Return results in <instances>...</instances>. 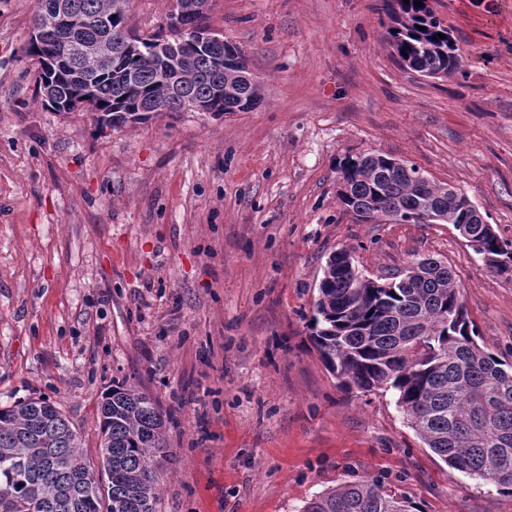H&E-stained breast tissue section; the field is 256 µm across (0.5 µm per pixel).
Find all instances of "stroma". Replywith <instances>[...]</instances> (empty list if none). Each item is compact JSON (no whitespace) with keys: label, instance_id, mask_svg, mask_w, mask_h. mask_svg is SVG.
Here are the masks:
<instances>
[{"label":"stroma","instance_id":"1","mask_svg":"<svg viewBox=\"0 0 512 512\" xmlns=\"http://www.w3.org/2000/svg\"><path fill=\"white\" fill-rule=\"evenodd\" d=\"M429 3L462 54L443 79L399 66L383 0H210L259 106L115 129L43 106L36 0H0V406L57 402L94 461L103 394L146 392L169 419L159 512H301L369 477L421 512H512L427 448L393 392L340 388L309 340L336 250L373 278L433 257L478 343L512 362V278L453 225L364 223L337 195L340 160L386 154L512 239V0ZM171 12L127 4L144 36Z\"/></svg>","mask_w":512,"mask_h":512}]
</instances>
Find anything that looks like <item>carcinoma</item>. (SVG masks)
Listing matches in <instances>:
<instances>
[{
	"label": "carcinoma",
	"instance_id": "carcinoma-1",
	"mask_svg": "<svg viewBox=\"0 0 512 512\" xmlns=\"http://www.w3.org/2000/svg\"><path fill=\"white\" fill-rule=\"evenodd\" d=\"M76 28L50 44L73 61L71 74H91L84 91L96 120L117 127L142 110L193 111L201 103L216 116L260 100L247 67L217 52L197 53L175 32L137 40L115 55L112 69L70 52L73 44L127 40V0H67ZM387 33L402 68L427 78L461 65L448 28L428 5L414 0L388 7ZM444 37H438V34ZM181 44L180 50L171 46ZM190 57L191 78L179 101L159 102L161 82L178 57ZM37 85L51 109L74 101L69 81ZM342 205L356 216L379 213L397 224H419L431 214L452 224L487 269L512 276V241L490 224L475 223L473 203L461 191L431 181L419 168L383 154L348 156L339 164ZM310 341L327 370L347 390L394 391L396 404L423 443L449 467L492 481L512 494V363L476 341L477 330L460 300L448 264L414 260L379 282L359 270L325 263L309 323ZM165 420L156 403L133 386L117 384L102 397L99 463L80 450L77 432L49 399L0 408V512H158L156 467L168 458ZM302 512H421L411 499L371 481H354L307 502Z\"/></svg>",
	"mask_w": 512,
	"mask_h": 512
}]
</instances>
